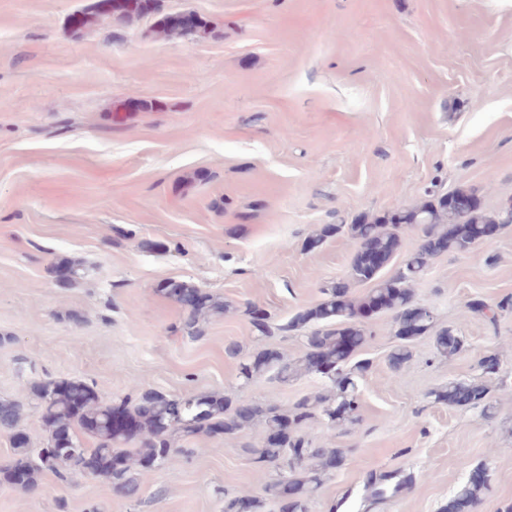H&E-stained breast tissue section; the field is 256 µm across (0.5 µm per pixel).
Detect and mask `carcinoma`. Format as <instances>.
<instances>
[{
    "mask_svg": "<svg viewBox=\"0 0 512 512\" xmlns=\"http://www.w3.org/2000/svg\"><path fill=\"white\" fill-rule=\"evenodd\" d=\"M156 17L157 33L164 36H198L204 23L193 11L159 15L157 0H97L92 13H76L71 24L81 31L98 21L122 26L145 17ZM512 224V205L495 217L480 211L474 194L465 189L433 196L414 207L383 216L364 215L352 224H329L310 239L309 247L322 244L325 237L342 232L354 239V253L348 279L372 282L374 287L362 297L350 295L349 283L338 281L323 289L325 299L316 306L297 312L281 331L311 327L302 337V354L290 363L276 349L244 352L233 343L226 353L239 359V373L249 382L271 370L283 382L298 373H316L329 388L304 395L283 410L260 401H234L220 394L171 397L154 389L142 390L136 399L123 398L104 403L92 386L79 379L35 382L29 391V403L40 412L47 432L37 447L28 436L13 442L14 456L0 466V482L22 491L33 489L37 477L50 472L61 481L80 474L106 481L118 498H129L138 491L137 474L143 470L173 465L187 449L178 439L206 436L224 440L238 436L255 425L262 428L258 448H247L261 462L274 463L283 470L268 484L278 502L279 512H307V499L322 483V477L340 467L343 451L325 444L315 446L301 433L302 428L320 413L333 427L355 426L361 421L357 378L369 369V363L348 362L367 341L369 319L381 312L395 313V336L402 344L388 358L397 371L411 356V346L434 324L433 312L414 302L410 285L427 269L432 258L448 250L463 253L488 228ZM419 229L422 242L408 254L396 273L388 278L382 271L400 247L401 235ZM158 291L189 310L187 327L198 336L199 319L224 314V303L197 286L169 280ZM252 326L263 336L274 335L270 315L249 307ZM414 325L415 336L407 339L406 322ZM438 350L448 356L463 350L464 342L450 328L436 335ZM489 389L483 383L452 382L433 392L435 400L448 405L479 406ZM26 410L20 401L0 400V433L14 436ZM96 441L93 448L83 447L78 433ZM481 477L465 484L448 502L445 512H468L487 488ZM259 503L239 497L224 500V512H256Z\"/></svg>",
    "mask_w": 512,
    "mask_h": 512,
    "instance_id": "carcinoma-1",
    "label": "carcinoma"
}]
</instances>
